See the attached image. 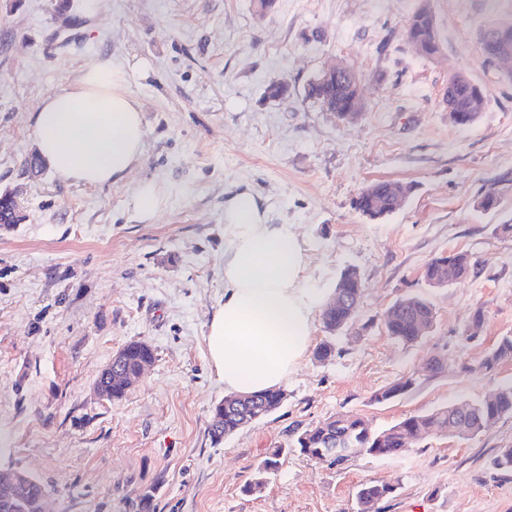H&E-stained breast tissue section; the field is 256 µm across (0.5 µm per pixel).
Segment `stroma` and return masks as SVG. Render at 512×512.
Returning <instances> with one entry per match:
<instances>
[{
  "label": "stroma",
  "instance_id": "35a3bbf8",
  "mask_svg": "<svg viewBox=\"0 0 512 512\" xmlns=\"http://www.w3.org/2000/svg\"><path fill=\"white\" fill-rule=\"evenodd\" d=\"M442 53L422 57L405 26L420 0H0V190L17 192L24 219L0 228V466L47 489L45 512H357L362 484L396 491L381 512H512V417L471 440L430 437L396 458L361 454L316 463L281 460L263 494L249 495L267 449L338 413L381 430L395 421L512 382V359L479 368L512 336V80L482 54L479 32L512 19V0H430ZM101 58L145 60L129 89L144 110L141 162L115 186L31 176L32 114L43 98ZM361 77L363 116L342 121L306 96L328 62ZM469 76L485 107L468 126L440 100L451 74ZM287 79L283 101L267 82ZM414 185L390 216L352 206L370 182ZM159 184L149 220L135 187ZM276 222L297 227L308 286L331 297L345 268L363 286L355 320L331 360L306 355L282 385L283 405L212 443V408L225 397L209 362L207 323L224 298V201L242 188ZM496 189L500 203L480 200ZM470 252L475 278L433 288L434 257ZM420 296L432 331L405 345L383 312ZM485 324L466 339L475 312ZM147 342L154 362L119 401L94 392L113 354ZM444 360L432 376L427 364ZM415 387L373 396L403 377Z\"/></svg>",
  "mask_w": 512,
  "mask_h": 512
}]
</instances>
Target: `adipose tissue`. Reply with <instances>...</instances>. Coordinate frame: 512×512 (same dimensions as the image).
Returning a JSON list of instances; mask_svg holds the SVG:
<instances>
[{
  "label": "adipose tissue",
  "instance_id": "1",
  "mask_svg": "<svg viewBox=\"0 0 512 512\" xmlns=\"http://www.w3.org/2000/svg\"><path fill=\"white\" fill-rule=\"evenodd\" d=\"M129 69L101 59L45 97L32 115L40 159L63 181L120 183L143 155L142 107ZM224 300L207 330L212 368L225 391L280 386L312 343L320 293L307 286L305 248L295 225L273 223L250 189L224 204Z\"/></svg>",
  "mask_w": 512,
  "mask_h": 512
}]
</instances>
